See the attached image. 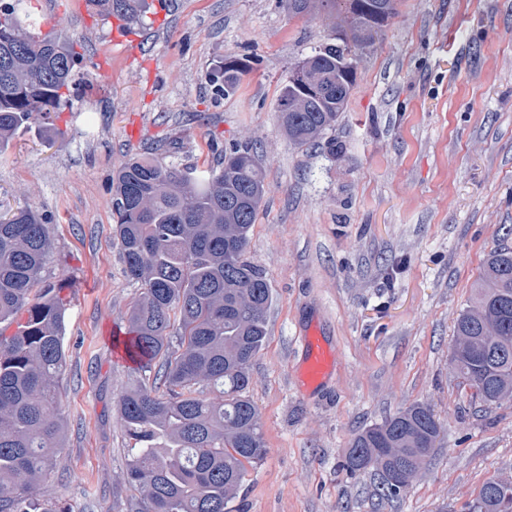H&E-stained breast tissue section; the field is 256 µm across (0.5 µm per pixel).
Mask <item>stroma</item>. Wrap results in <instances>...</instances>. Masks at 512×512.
Listing matches in <instances>:
<instances>
[{
  "instance_id": "1",
  "label": "stroma",
  "mask_w": 512,
  "mask_h": 512,
  "mask_svg": "<svg viewBox=\"0 0 512 512\" xmlns=\"http://www.w3.org/2000/svg\"><path fill=\"white\" fill-rule=\"evenodd\" d=\"M32 5L82 58L69 108L33 115L0 150V212L50 217L46 278L69 302L56 382L66 438L34 497L71 512H127L138 498L119 395L155 375L114 344L141 287L120 260L112 175L133 156L204 170L233 142L255 144L263 170L248 256L273 299L249 388L268 454L232 512H465L486 480H512V398L471 399L449 367L489 252L512 247V0H400L358 51L335 127L303 147L282 131L277 99L334 38L331 20L277 0H147L119 43L117 20L86 0ZM228 55L250 71L224 97L209 74ZM313 326L337 357L310 391L298 370ZM415 403L443 425L435 454L399 498L378 499V473L349 475L343 452Z\"/></svg>"
}]
</instances>
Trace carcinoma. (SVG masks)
<instances>
[{"label":"carcinoma","instance_id":"obj_1","mask_svg":"<svg viewBox=\"0 0 512 512\" xmlns=\"http://www.w3.org/2000/svg\"><path fill=\"white\" fill-rule=\"evenodd\" d=\"M95 12L132 25L145 0H88ZM371 0H279L293 15L336 17V42L314 49L280 89L277 112L292 143L315 142L336 125L357 79V51L398 12ZM80 64L72 42L49 31L27 0H0V148L39 112H60L74 93ZM249 70L224 58L213 81L235 92ZM116 235L126 276L141 285L123 341L140 372L163 370L165 391L142 383L123 391L121 425L134 447L127 482L140 497L129 512H230L246 466L268 454L260 413L248 396L250 366L267 337L272 292L266 271L246 257L264 196L251 143L235 144L200 173L129 159L112 179ZM53 247L48 218L25 206L0 215V512H67L31 492L60 460L65 420L56 379L66 365L67 302L44 279ZM482 401L512 397V248L490 252L454 324L449 360ZM216 388L222 399L203 396ZM441 424L414 404L358 432L344 455L351 474L391 473L379 496L405 491L431 460ZM512 487L485 481L468 512H498Z\"/></svg>","mask_w":512,"mask_h":512}]
</instances>
